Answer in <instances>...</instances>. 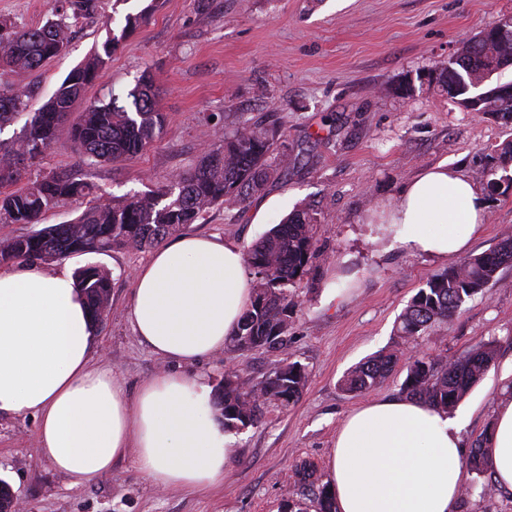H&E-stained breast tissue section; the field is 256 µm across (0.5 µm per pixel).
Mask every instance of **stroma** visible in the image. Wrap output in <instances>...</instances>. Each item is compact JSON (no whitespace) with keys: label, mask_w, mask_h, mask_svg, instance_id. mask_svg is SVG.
I'll use <instances>...</instances> for the list:
<instances>
[{"label":"stroma","mask_w":512,"mask_h":512,"mask_svg":"<svg viewBox=\"0 0 512 512\" xmlns=\"http://www.w3.org/2000/svg\"><path fill=\"white\" fill-rule=\"evenodd\" d=\"M141 12L145 20L83 100L126 94L150 73L166 116L159 137L126 161L87 165L63 134L22 178L74 172L95 193L121 198L170 184L240 121L277 126L275 173L264 191L242 207H213L185 230L247 247L296 205L314 206L316 257L293 287L285 341L272 351L242 350L231 367L257 383L297 361L308 381L295 404H270L260 423L233 432L224 480L206 492H159L128 458L72 485L41 454L31 416H0V480L31 512H288L293 461L327 474L338 429L366 401L338 386L350 368L383 349L453 357L491 341L494 365L455 410L472 447L512 397V266L452 318L404 341L395 331L399 315L430 274L456 261L412 252L379 235L370 218L427 167L448 163L482 188L499 168L512 127L466 112L440 91L437 76L463 41L512 13V0H210L205 8L197 0H98L63 54L33 72L0 67V85L30 89L29 107L39 108L108 34L122 31L127 14ZM485 201L472 254L512 235V186L487 192ZM150 256L117 249L45 266L50 274L88 263L110 272L111 305L96 325L93 361L131 394L167 366L140 342L128 313L134 272Z\"/></svg>","instance_id":"stroma-1"}]
</instances>
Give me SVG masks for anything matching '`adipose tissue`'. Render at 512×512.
Segmentation results:
<instances>
[{
    "mask_svg": "<svg viewBox=\"0 0 512 512\" xmlns=\"http://www.w3.org/2000/svg\"><path fill=\"white\" fill-rule=\"evenodd\" d=\"M477 187L440 163L382 210L395 238L438 259L464 252L483 224ZM252 297L241 247L185 234L165 242L134 274L129 315L154 354L192 363L224 349ZM94 322L66 272L34 265L0 270V414L39 421L42 455L72 485L132 456L160 491H206L224 478L232 439L200 377L163 372L128 395L91 360ZM499 489L512 493V400L488 432ZM459 423L408 397L372 399L336 435L329 480L338 512H457L463 490Z\"/></svg>",
    "mask_w": 512,
    "mask_h": 512,
    "instance_id": "obj_1",
    "label": "adipose tissue"
}]
</instances>
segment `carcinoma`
<instances>
[{
  "instance_id": "carcinoma-1",
  "label": "carcinoma",
  "mask_w": 512,
  "mask_h": 512,
  "mask_svg": "<svg viewBox=\"0 0 512 512\" xmlns=\"http://www.w3.org/2000/svg\"><path fill=\"white\" fill-rule=\"evenodd\" d=\"M97 0H55L53 17L40 26L19 28L0 22V63L35 71L61 55L70 42L66 19L93 14ZM142 15H127L120 35L107 37L81 65L71 70L49 101L26 113L23 133L15 146L0 154V186L19 181V165L33 163L66 130L83 161L114 163L146 150L165 125L158 95L149 76L142 75L125 97L109 96L89 104L69 122L75 103L96 80L105 59L112 56ZM451 70L439 75V87L463 108L494 89L492 73L512 65V39L502 41L481 30L451 55ZM29 92L8 87L0 90V127L21 115ZM280 139L278 131L261 123H244L224 135V142L202 152L200 162L176 176L170 185L135 193L122 201L96 197L77 218L42 228L44 216L64 200L91 194V185L66 171H49L10 192H0V224H31L36 230L0 242V263H49L74 255L104 254L114 249L142 251L163 241L187 224H194L217 205L236 208L260 194L273 174L270 158ZM317 214L304 205L275 225L247 251L256 288L225 354L243 349H274L288 335V318L294 306L289 287L309 271L316 253L312 233ZM512 264V236L491 251L470 255L456 267L431 274L399 316L398 333L419 337L432 325L450 319L469 300L485 295L499 270ZM75 288L85 297L94 321L104 316L110 302L112 278L100 266L88 263L74 273ZM493 343H481L467 354L448 358L405 357L402 350L380 353L349 371L340 381L342 390L372 391L399 363L406 376L402 392L438 410H455L471 388L494 365ZM308 374L298 362L277 368L265 380L251 384L238 375L224 376L213 406L224 430L232 432L261 421L267 406L288 407L298 401ZM466 466L483 478L490 472L486 440H478ZM301 499L289 506L296 512H336L329 483L312 463L291 465Z\"/></svg>"
}]
</instances>
